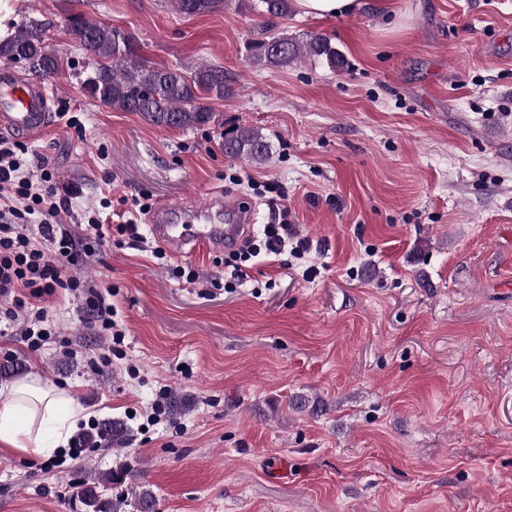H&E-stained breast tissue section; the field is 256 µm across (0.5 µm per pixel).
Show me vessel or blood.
<instances>
[{
  "instance_id": "1",
  "label": "vessel or blood",
  "mask_w": 512,
  "mask_h": 512,
  "mask_svg": "<svg viewBox=\"0 0 512 512\" xmlns=\"http://www.w3.org/2000/svg\"><path fill=\"white\" fill-rule=\"evenodd\" d=\"M50 95L45 85L0 70V131L35 136L52 120ZM251 212L225 211L222 193H214L207 208L190 202L158 206L150 216L155 240L178 254L203 248L218 252L237 247L252 223Z\"/></svg>"
}]
</instances>
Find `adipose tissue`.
Wrapping results in <instances>:
<instances>
[{"label": "adipose tissue", "mask_w": 512, "mask_h": 512, "mask_svg": "<svg viewBox=\"0 0 512 512\" xmlns=\"http://www.w3.org/2000/svg\"><path fill=\"white\" fill-rule=\"evenodd\" d=\"M82 416L77 400L28 376L0 386V447L45 455L62 448Z\"/></svg>", "instance_id": "1"}]
</instances>
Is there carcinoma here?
<instances>
[{"label":"carcinoma","mask_w":512,"mask_h":512,"mask_svg":"<svg viewBox=\"0 0 512 512\" xmlns=\"http://www.w3.org/2000/svg\"><path fill=\"white\" fill-rule=\"evenodd\" d=\"M179 12L194 16L211 13L224 0H175ZM292 0H257L256 10L267 18L265 37L251 47V57L259 65L286 67L302 58L324 62L329 69L340 71L347 65L345 57L322 34L304 40L278 30L274 20L291 13ZM70 39L82 48L89 60V74L83 83L86 94L114 110L138 112L155 125L173 129H194L212 122L215 113L205 104L207 99H222L231 92L224 67L196 65L167 67L152 64L138 55L137 41L106 22L90 21L80 15L68 19ZM0 59L22 64L37 76L56 75L61 60L45 44L43 24L28 20L17 25L0 40ZM224 154L262 164L268 159L269 144L258 129L238 128L224 134ZM88 512H111L119 505L101 498L96 484L80 491ZM155 496L149 490L132 492L131 504L137 512H149Z\"/></svg>","instance_id":"carcinoma-1"}]
</instances>
